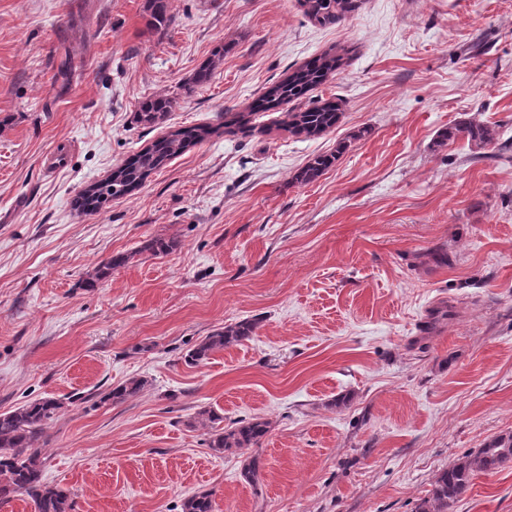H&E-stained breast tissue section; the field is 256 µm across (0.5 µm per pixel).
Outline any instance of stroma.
<instances>
[{
  "label": "stroma",
  "instance_id": "stroma-1",
  "mask_svg": "<svg viewBox=\"0 0 512 512\" xmlns=\"http://www.w3.org/2000/svg\"><path fill=\"white\" fill-rule=\"evenodd\" d=\"M0 0V412L65 406L40 441L73 512H414L438 470L512 432V0H361L337 25L299 0ZM223 62L188 82L216 45ZM343 57L307 101L333 131L297 138L266 87ZM175 104L149 128L140 100ZM251 115L90 215L78 196L169 132ZM495 125L497 143L438 130ZM348 149L308 184L313 155ZM97 287L98 262L153 237ZM447 319L433 322L435 309ZM255 336L188 364L213 330ZM137 396L104 398L129 379ZM260 416L251 455L194 427ZM455 512H512V465L477 474ZM169 0H147L145 12L148 18V26L156 31L163 32L172 21ZM174 244V239L152 238L145 241L137 251L113 255L94 267L88 275L86 285L94 288L98 281L110 276L112 270L128 265L137 255L143 252H150L152 255L165 254L173 248Z\"/></svg>",
  "mask_w": 512,
  "mask_h": 512
}]
</instances>
